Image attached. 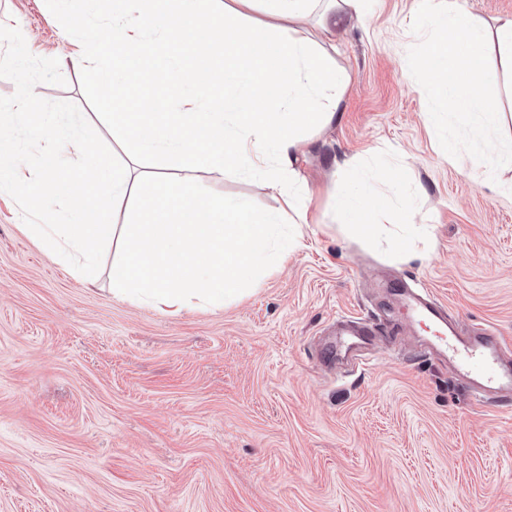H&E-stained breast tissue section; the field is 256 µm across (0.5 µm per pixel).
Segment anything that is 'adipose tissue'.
<instances>
[{
    "label": "adipose tissue",
    "mask_w": 512,
    "mask_h": 512,
    "mask_svg": "<svg viewBox=\"0 0 512 512\" xmlns=\"http://www.w3.org/2000/svg\"><path fill=\"white\" fill-rule=\"evenodd\" d=\"M236 2L112 0L111 28L85 16L87 48L74 62L95 75L112 130L131 156L174 158L195 172L250 174L280 188L302 221L307 207L295 163L304 132L335 120L346 81L325 43L339 19L360 13L362 0H330L316 39L245 22L253 0ZM31 120L43 130L31 141L43 176L30 181L1 143L0 182L25 196L67 198L68 222L28 231L82 280H95L100 245L118 241L113 297L169 315L221 307L256 288L269 258L287 256L289 242L273 239L281 215L155 173L129 179L124 168L84 148L75 125L34 111L30 96L0 113V125ZM119 203L131 217L121 226L112 220ZM338 210L361 237L387 214L364 178L339 196Z\"/></svg>",
    "instance_id": "1"
}]
</instances>
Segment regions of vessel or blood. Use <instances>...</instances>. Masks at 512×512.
I'll list each match as a JSON object with an SVG mask.
<instances>
[{
    "instance_id": "b4317fda",
    "label": "vessel or blood",
    "mask_w": 512,
    "mask_h": 512,
    "mask_svg": "<svg viewBox=\"0 0 512 512\" xmlns=\"http://www.w3.org/2000/svg\"><path fill=\"white\" fill-rule=\"evenodd\" d=\"M401 303L412 319L431 328L435 354L457 379L472 387L477 401L500 404L512 400V344L488 329L461 334L446 304L429 294L405 291Z\"/></svg>"
}]
</instances>
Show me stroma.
<instances>
[{
  "mask_svg": "<svg viewBox=\"0 0 512 512\" xmlns=\"http://www.w3.org/2000/svg\"><path fill=\"white\" fill-rule=\"evenodd\" d=\"M417 0H364L336 31L347 89L296 166L312 220L260 287L177 316L113 298L115 245L95 282L29 235L0 188V512H512V405L479 403L416 353L385 278L424 287L463 329L512 341V165L495 176L443 157L408 50ZM80 29L46 0H0V109L29 94L123 165L90 71L59 65ZM391 164L381 201L412 196L411 245L386 224L353 236L336 198L352 163ZM210 194L279 211L277 190L228 170ZM394 328L396 347L327 367L338 317Z\"/></svg>",
  "mask_w": 512,
  "mask_h": 512,
  "instance_id": "obj_1",
  "label": "stroma"
}]
</instances>
